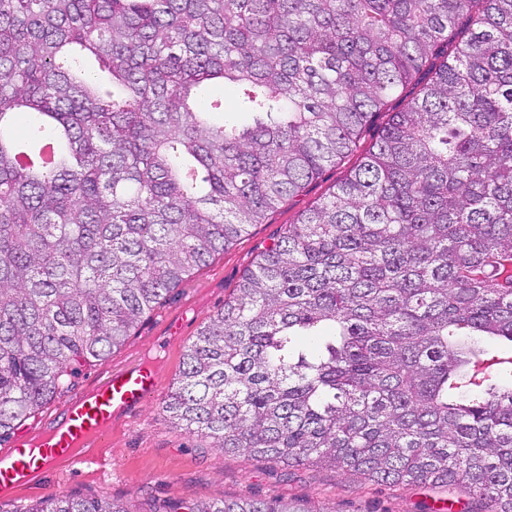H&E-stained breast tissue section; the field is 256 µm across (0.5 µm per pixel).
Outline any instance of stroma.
I'll return each mask as SVG.
<instances>
[{
  "mask_svg": "<svg viewBox=\"0 0 512 512\" xmlns=\"http://www.w3.org/2000/svg\"><path fill=\"white\" fill-rule=\"evenodd\" d=\"M346 171L343 165L329 168L309 181L263 223L252 225L235 244L169 291L123 345L81 367L65 399L79 398L112 369L141 360L153 363L161 387L140 412L113 424L97 449L100 463L36 480L15 497L0 498V512H22L35 502L64 495L109 497L126 503L131 512L243 498L311 504L328 512H438L447 504L451 512H466L471 501L457 489L386 486L325 466L290 468L262 457L223 454L180 430L160 408L203 322L223 308L261 252L303 210L326 197Z\"/></svg>",
  "mask_w": 512,
  "mask_h": 512,
  "instance_id": "stroma-1",
  "label": "stroma"
}]
</instances>
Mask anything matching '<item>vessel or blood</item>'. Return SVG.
Masks as SVG:
<instances>
[{
  "instance_id": "1",
  "label": "vessel or blood",
  "mask_w": 512,
  "mask_h": 512,
  "mask_svg": "<svg viewBox=\"0 0 512 512\" xmlns=\"http://www.w3.org/2000/svg\"><path fill=\"white\" fill-rule=\"evenodd\" d=\"M158 389L159 377L149 364L112 370L83 397L60 409L56 425L0 452V491L27 487L34 468L50 469L62 457L73 469L94 464V456L85 451L87 441L102 440L113 418L140 409Z\"/></svg>"
}]
</instances>
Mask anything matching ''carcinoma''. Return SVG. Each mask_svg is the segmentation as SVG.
Returning a JSON list of instances; mask_svg holds the SVG:
<instances>
[{"instance_id": "obj_1", "label": "carcinoma", "mask_w": 512, "mask_h": 512, "mask_svg": "<svg viewBox=\"0 0 512 512\" xmlns=\"http://www.w3.org/2000/svg\"><path fill=\"white\" fill-rule=\"evenodd\" d=\"M220 81L249 122L198 96ZM401 94L203 324L161 410L226 454L512 512V349L484 345L512 343V0H0V440Z\"/></svg>"}]
</instances>
